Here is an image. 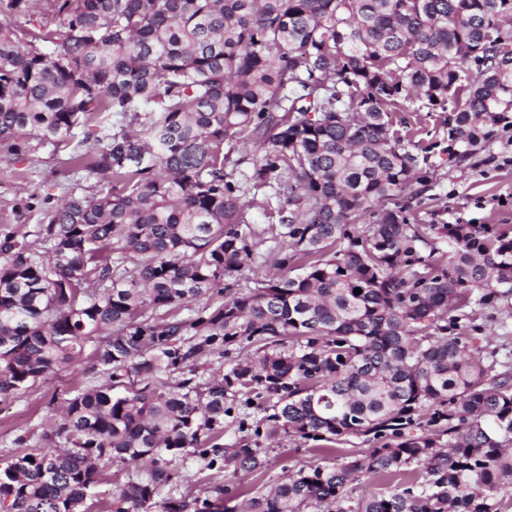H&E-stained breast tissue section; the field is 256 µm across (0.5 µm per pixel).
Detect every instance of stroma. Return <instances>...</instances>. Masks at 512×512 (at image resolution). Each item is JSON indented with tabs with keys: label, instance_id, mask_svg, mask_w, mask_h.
<instances>
[{
	"label": "stroma",
	"instance_id": "stroma-1",
	"mask_svg": "<svg viewBox=\"0 0 512 512\" xmlns=\"http://www.w3.org/2000/svg\"><path fill=\"white\" fill-rule=\"evenodd\" d=\"M401 135L427 147L429 164L425 169L426 190L414 196L411 208L422 224H461L467 227L512 225V129L499 130L475 159L456 163L448 159L447 113L421 110L418 100L406 101L395 114ZM79 139L58 146L45 145L28 157L0 162V237L10 234L31 242L45 226L41 209H18L21 198L62 200L68 191L66 172L75 153L83 151ZM259 157L250 145H236L227 165L241 188L250 223L265 228L278 224L284 200L272 189L253 188L249 177ZM476 329L467 346L471 354L493 359L496 372L512 375V298L495 306L475 305L470 309ZM90 357H82L70 368L39 380L27 391L0 399V463L11 459L15 441L25 437L31 447L43 445L49 427L63 423L61 415L49 414L46 407L52 395L77 393L99 383L88 368ZM371 447L364 436L346 435L335 442L288 437L267 448L262 470L235 479L206 469L201 459L175 461L183 477L177 487H162L156 504L171 497L210 496L215 485L228 486L232 496L243 500L269 490L285 476L312 465H333L366 453Z\"/></svg>",
	"mask_w": 512,
	"mask_h": 512
}]
</instances>
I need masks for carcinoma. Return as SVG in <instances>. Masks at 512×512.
I'll return each instance as SVG.
<instances>
[{"instance_id":"carcinoma-1","label":"carcinoma","mask_w":512,"mask_h":512,"mask_svg":"<svg viewBox=\"0 0 512 512\" xmlns=\"http://www.w3.org/2000/svg\"><path fill=\"white\" fill-rule=\"evenodd\" d=\"M32 3L0 0V159L93 123L71 175L100 194L51 206L38 248L0 242V398L87 349L102 382L64 400L48 447L16 439L0 512H89L114 464L144 473L110 512H151L178 458L237 477L264 466L266 441L346 434L395 442L301 469L242 512H345L362 476L399 482L352 512H501L512 378L465 340L473 295L512 296V226L411 223L398 195L427 157L393 112L410 97L449 110L451 158L485 149L512 112V0H40L56 28H18ZM240 140L264 146L253 187L290 206L270 228L278 273L246 288L260 233L224 151ZM214 291L218 305L158 320ZM245 342L258 348L197 381ZM241 397L267 415L220 445ZM424 417L446 425L404 433ZM224 493L161 512H236Z\"/></svg>"}]
</instances>
